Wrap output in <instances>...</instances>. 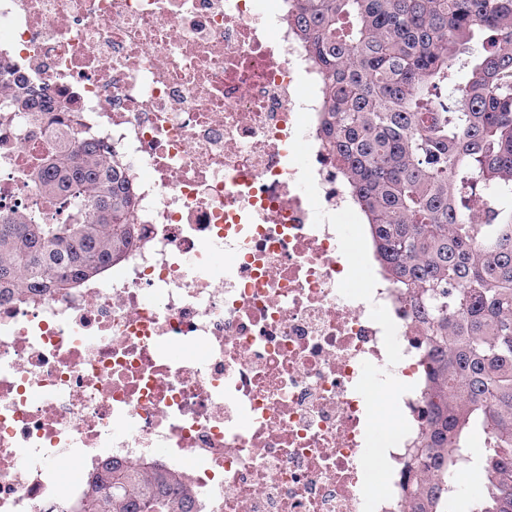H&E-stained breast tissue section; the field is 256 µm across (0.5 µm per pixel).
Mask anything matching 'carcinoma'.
<instances>
[{
	"label": "carcinoma",
	"mask_w": 512,
	"mask_h": 512,
	"mask_svg": "<svg viewBox=\"0 0 512 512\" xmlns=\"http://www.w3.org/2000/svg\"><path fill=\"white\" fill-rule=\"evenodd\" d=\"M288 24L322 78L317 137L425 353L406 512H448L462 469L481 484L472 512H512V0H296ZM68 110L34 86L0 105L3 122L57 114L30 172L41 208L0 216L1 301L100 276L138 240L120 162ZM79 512L197 505L160 462L112 463Z\"/></svg>",
	"instance_id": "1"
}]
</instances>
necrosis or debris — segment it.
<instances>
[{
	"label": "necrosis or debris",
	"mask_w": 512,
	"mask_h": 512,
	"mask_svg": "<svg viewBox=\"0 0 512 512\" xmlns=\"http://www.w3.org/2000/svg\"><path fill=\"white\" fill-rule=\"evenodd\" d=\"M287 0H0L13 69L122 161L140 236L0 304V512H79L103 464L163 460L200 512H403L424 353L317 139ZM45 143L0 123V214ZM185 350L172 360L171 347ZM402 392L403 408L385 404Z\"/></svg>",
	"instance_id": "1"
}]
</instances>
